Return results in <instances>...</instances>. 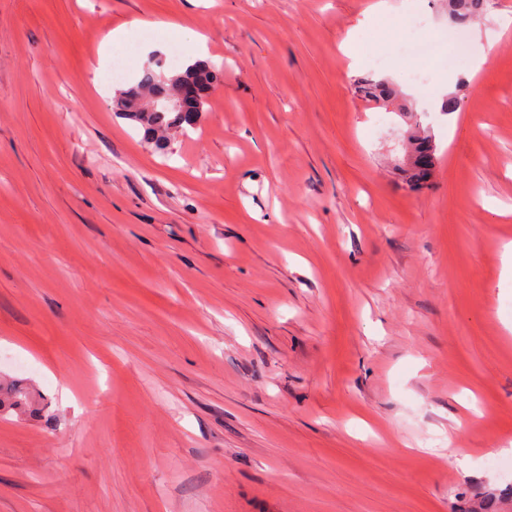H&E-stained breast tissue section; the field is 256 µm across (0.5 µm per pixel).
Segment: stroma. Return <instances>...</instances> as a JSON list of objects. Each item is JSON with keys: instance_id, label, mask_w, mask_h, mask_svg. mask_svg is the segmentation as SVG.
Here are the masks:
<instances>
[{"instance_id": "stroma-1", "label": "stroma", "mask_w": 512, "mask_h": 512, "mask_svg": "<svg viewBox=\"0 0 512 512\" xmlns=\"http://www.w3.org/2000/svg\"><path fill=\"white\" fill-rule=\"evenodd\" d=\"M380 1L0 0V385L34 400L0 410V512H463L512 483V0L462 29ZM183 30L224 76L163 154L112 98L154 50L180 71ZM369 74L433 134L428 186ZM357 89L365 98L377 103L382 101L389 102L400 94L398 90L387 81L373 80L371 78H366L358 82Z\"/></svg>"}]
</instances>
